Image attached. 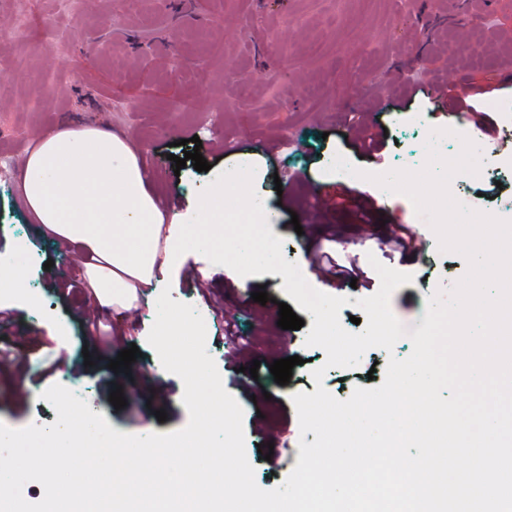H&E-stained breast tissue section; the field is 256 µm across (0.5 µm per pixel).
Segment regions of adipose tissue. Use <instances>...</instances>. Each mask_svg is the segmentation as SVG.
<instances>
[{
    "mask_svg": "<svg viewBox=\"0 0 512 512\" xmlns=\"http://www.w3.org/2000/svg\"><path fill=\"white\" fill-rule=\"evenodd\" d=\"M21 189L34 222L59 247L84 252L100 313L131 310L139 289L181 260V231L167 222L125 135L72 124L38 136Z\"/></svg>",
    "mask_w": 512,
    "mask_h": 512,
    "instance_id": "obj_1",
    "label": "adipose tissue"
}]
</instances>
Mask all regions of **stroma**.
Returning a JSON list of instances; mask_svg holds the SVG:
<instances>
[{"label": "stroma", "mask_w": 512, "mask_h": 512, "mask_svg": "<svg viewBox=\"0 0 512 512\" xmlns=\"http://www.w3.org/2000/svg\"><path fill=\"white\" fill-rule=\"evenodd\" d=\"M199 20L187 19L177 0H0V270L10 271L26 252L23 307L0 317V352L25 359L26 393L15 388L16 372L0 374V423L12 428L52 424L55 409L41 394L48 383L71 387L121 433L146 436L183 429L189 414L183 383L167 372L147 337L156 319L157 288L145 289L137 312L117 322L120 348L137 346L139 373H110L118 351L91 345L83 312L96 299L74 264L35 224L19 194L28 147L39 135L70 123H84L127 135L143 161L153 162L150 188L160 208L179 221L190 220L193 204L216 174L253 165V188L265 206L272 233L282 240L287 261L296 263L315 289L323 284L312 267L316 248L367 257L411 274L390 298L394 316L409 331L419 328L428 297L457 283L468 270L464 257L443 253L412 201L375 183L358 180L353 193L373 200L365 213L345 204L320 206L312 185L335 188L326 160L345 154L356 168L370 171L422 167V145L431 129L443 127L434 101L419 97L398 112L381 108L383 96H405L424 81H453L491 88L478 104L497 131L505 124L497 103H512V0H195ZM388 130L385 147L363 154L356 144L375 125ZM293 135V149L283 139ZM199 137L207 172L177 168L182 139ZM501 189L486 196V176H456L451 188L466 206L485 212L512 208V171H502ZM391 224L418 225L419 257L381 255L377 240ZM170 297L192 305L205 318L206 349L240 404L245 448L264 489L280 485L299 458L301 433L292 397L314 393L310 372L325 367V352L305 344L313 316L298 310L300 330L278 327L279 303L288 302L279 274L240 276L229 267L187 252L170 274ZM73 287L61 296L62 284ZM265 287L270 301L254 302ZM236 321L244 363L259 361L257 377L236 376L226 353V321ZM408 334L392 350L374 348L358 367L325 368L321 386L338 399L355 387H379L389 357H408ZM300 356L287 385L275 382L270 364ZM57 363L51 382H42L40 364ZM122 387L124 408L109 400V384ZM164 384L165 421L148 409L150 391ZM257 385L271 398L253 405L246 393ZM273 445L271 458L258 448Z\"/></svg>", "instance_id": "35a3bbf8"}]
</instances>
